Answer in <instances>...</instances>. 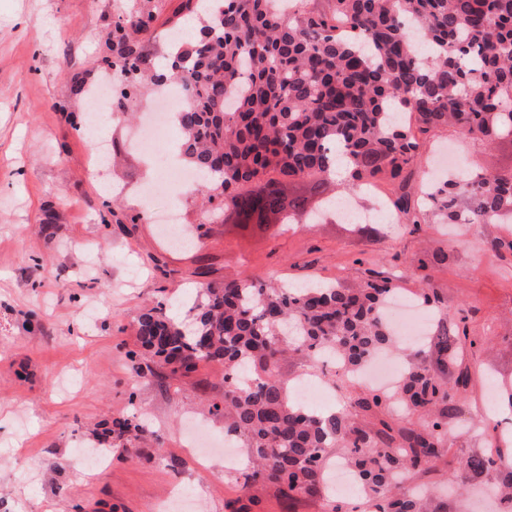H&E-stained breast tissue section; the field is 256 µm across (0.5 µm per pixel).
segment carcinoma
<instances>
[{"label":"carcinoma","instance_id":"1","mask_svg":"<svg viewBox=\"0 0 512 512\" xmlns=\"http://www.w3.org/2000/svg\"><path fill=\"white\" fill-rule=\"evenodd\" d=\"M115 20L99 44L100 72L121 78L118 111L177 83L188 107L177 113L181 156L202 177L194 195L212 222L282 224L316 217L314 200L336 164L345 190L387 180L400 194L396 214L418 222L423 206L450 224L512 222V169L452 175L412 185L420 136L451 126L463 140L492 144L512 136V0H330V12L295 11L280 0H222L181 42L167 67L151 65L140 35L161 15L160 0H115ZM198 0H178L172 29L198 16ZM312 181L309 194L289 192ZM418 188L422 203L412 200ZM391 279L371 271L357 288L333 282L297 287L252 275L198 287L188 323L163 303L141 312L136 338L145 363L129 353L136 377L186 373L199 362L224 366V434L249 449L242 488L279 485L293 500L326 483L328 455L344 450L367 512H451L403 487L405 474L431 471L450 442L448 420L472 383L463 311L434 323L427 349L409 356L394 417L388 398L347 375H329L346 407L319 413L295 404L277 376L287 355L323 349L350 371L390 346L385 303ZM154 436L134 416L112 437ZM453 483L479 485L512 509V448L462 457Z\"/></svg>","mask_w":512,"mask_h":512}]
</instances>
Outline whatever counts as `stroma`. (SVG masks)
I'll return each mask as SVG.
<instances>
[{
	"label": "stroma",
	"instance_id": "stroma-1",
	"mask_svg": "<svg viewBox=\"0 0 512 512\" xmlns=\"http://www.w3.org/2000/svg\"><path fill=\"white\" fill-rule=\"evenodd\" d=\"M113 0H0V512H150L181 489L206 512H364L363 494L284 498L276 485L242 489L220 457L200 466L185 446L194 419L223 437L212 404L224 398V369L202 362L187 375L129 377L137 350L134 319L165 303L185 318L198 282L245 275L274 281L307 277L354 288L368 270L391 277L407 295L430 286L443 311L465 307L476 346L472 390L449 423L455 437L435 472L409 485L447 486L460 457L485 447L492 431L512 430V412L473 428L489 378L512 385V255L494 240L512 224H456L427 219L420 229L381 223L368 237L349 222L273 224L264 229L204 224L184 194L186 229L198 244L168 246L149 220L108 219L107 179L131 187L149 179L144 154L130 145L122 119L96 135L79 132L82 113L70 78L95 67L97 37L112 23ZM106 139L117 167L100 178L94 139ZM429 149L457 151V170L495 173L512 167V137L461 142L453 128L432 131ZM447 259L434 263L433 256ZM145 414L158 446L113 445L112 422ZM110 449L107 468L82 472L78 445Z\"/></svg>",
	"mask_w": 512,
	"mask_h": 512
}]
</instances>
